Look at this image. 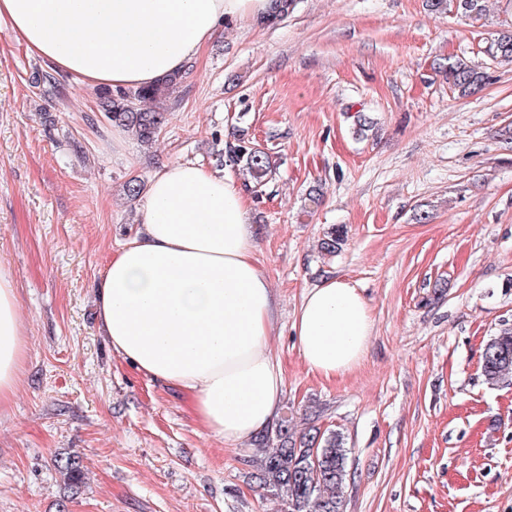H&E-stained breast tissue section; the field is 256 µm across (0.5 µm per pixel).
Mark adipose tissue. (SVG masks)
<instances>
[{
	"instance_id": "ef3b65f1",
	"label": "adipose tissue",
	"mask_w": 512,
	"mask_h": 512,
	"mask_svg": "<svg viewBox=\"0 0 512 512\" xmlns=\"http://www.w3.org/2000/svg\"><path fill=\"white\" fill-rule=\"evenodd\" d=\"M271 0H0L34 56L82 85L135 89L183 72L228 18ZM97 317L116 354L149 381L194 397L204 432L229 446L276 423L285 373L270 348L273 292L235 180L196 163L151 176L139 227L100 270ZM310 372L352 371L371 321L361 293L334 277L306 291L293 323ZM27 343L15 281L0 267V406L14 397Z\"/></svg>"
}]
</instances>
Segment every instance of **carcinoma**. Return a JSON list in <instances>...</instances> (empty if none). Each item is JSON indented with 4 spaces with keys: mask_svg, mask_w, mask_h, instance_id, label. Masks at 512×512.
Listing matches in <instances>:
<instances>
[{
    "mask_svg": "<svg viewBox=\"0 0 512 512\" xmlns=\"http://www.w3.org/2000/svg\"><path fill=\"white\" fill-rule=\"evenodd\" d=\"M428 10L444 14L456 10L474 20L486 16V0H426ZM486 52L495 59L512 63V30L496 32ZM449 88L467 97L482 88L488 75L474 62L448 59L441 65ZM181 75H171L161 82L139 90L99 92V108L105 118L131 132L145 145L154 141L167 120L159 106L144 108L145 102H157L164 92L179 83ZM228 160L247 176L245 185L258 190L271 178V156L265 150L240 138L226 148ZM344 242L341 229L321 240L320 249L327 255L336 253ZM482 375L494 386L512 375V327H505L491 337L480 354ZM264 449L255 479L258 486L275 493L285 506L284 512H344L343 489L348 477V454L342 433L309 429L294 436L288 421L278 423L274 433L254 439ZM58 471L72 484L78 482L82 471L76 455L56 460Z\"/></svg>",
    "mask_w": 512,
    "mask_h": 512,
    "instance_id": "obj_1",
    "label": "carcinoma"
}]
</instances>
